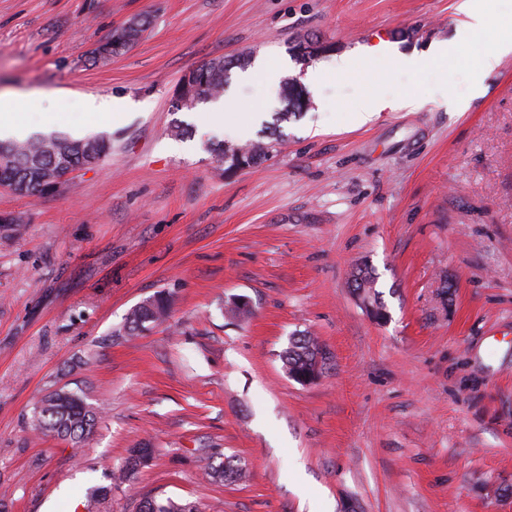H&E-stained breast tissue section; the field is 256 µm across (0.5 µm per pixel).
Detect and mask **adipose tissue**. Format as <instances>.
Returning a JSON list of instances; mask_svg holds the SVG:
<instances>
[{
  "instance_id": "adipose-tissue-1",
  "label": "adipose tissue",
  "mask_w": 512,
  "mask_h": 512,
  "mask_svg": "<svg viewBox=\"0 0 512 512\" xmlns=\"http://www.w3.org/2000/svg\"><path fill=\"white\" fill-rule=\"evenodd\" d=\"M461 39L492 32L493 37L485 45L474 67L471 80L473 94L484 90V75L495 69L503 57L512 54V18L492 19L486 0H458L456 4ZM423 105L421 99L408 96H391L373 93L360 98L354 106L350 119L358 126L364 125L385 110H417Z\"/></svg>"
}]
</instances>
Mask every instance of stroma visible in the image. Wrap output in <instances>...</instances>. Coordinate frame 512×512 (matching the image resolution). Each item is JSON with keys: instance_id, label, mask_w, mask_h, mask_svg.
<instances>
[{"instance_id": "stroma-1", "label": "stroma", "mask_w": 512, "mask_h": 512, "mask_svg": "<svg viewBox=\"0 0 512 512\" xmlns=\"http://www.w3.org/2000/svg\"><path fill=\"white\" fill-rule=\"evenodd\" d=\"M456 0H0V93H48L23 123L112 153L38 197L0 187V491L7 512H84L129 449L154 459L113 491L202 512H512V55L469 94L483 38L456 39ZM148 31L105 64L129 20ZM325 50L302 60L296 38ZM448 43L444 60L427 59ZM425 55L414 72L370 55ZM282 63L309 106L277 153L225 171L212 142L257 139L281 110L263 79L230 78L223 123L176 109L179 79L241 52ZM361 72L327 70L336 56ZM324 67L318 87L308 70ZM378 85H371V77ZM466 111L434 100L440 79ZM424 100L353 126L370 87ZM118 97L119 121L83 99ZM183 126L174 137V126ZM377 276L387 317L352 293ZM168 319L122 335L158 292ZM248 300L237 322L221 303ZM307 331L331 352L302 385L280 360ZM85 388L107 412L81 446L35 436L48 391ZM221 449L243 482L203 475ZM149 24L147 17H138L115 29L106 41L92 51L93 61L96 63L126 52L140 41Z\"/></svg>"}]
</instances>
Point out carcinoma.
<instances>
[{
    "label": "carcinoma",
    "instance_id": "1",
    "mask_svg": "<svg viewBox=\"0 0 512 512\" xmlns=\"http://www.w3.org/2000/svg\"><path fill=\"white\" fill-rule=\"evenodd\" d=\"M148 27V18L138 17L114 30L106 41L92 51L93 61L98 62L126 52L140 41ZM250 61L249 52H242L230 59L220 56L205 61L177 89L176 95L182 101L180 107L192 110L201 103L217 100L229 83L231 69L243 68ZM282 102L284 111L278 113V122L288 120L289 116L307 106L304 95L290 81L284 82ZM280 142L281 135L274 133L267 142L258 140L224 145L219 149L218 156L230 169L240 165L255 168L277 150ZM111 150V143L103 138L72 140L55 135L0 142V186L6 185L16 192L38 197L46 190L45 184L40 182L44 172L80 169L96 160L103 161ZM352 283L357 298L376 307L380 313H385L380 292L376 289L377 277L371 268H359L353 275ZM169 312L170 299L160 292L132 309L124 334L137 336L147 329V325L166 320ZM224 313L231 319L242 320L251 315V308L248 303L233 298L225 301ZM318 347L319 341L309 333L291 338L288 347L280 355L284 371L306 373L313 366L315 349ZM101 413L102 406L89 404L83 391L63 387L49 391L35 404L31 422L33 430L41 435L54 436L78 445L93 433ZM147 466L148 462L135 456L134 452H129L110 471L109 484L97 486L88 493L85 512H112V489L134 480ZM205 475L220 482L243 479V475L238 472L236 457L221 452H215L209 457ZM138 512H199V508L190 501L149 497L141 500Z\"/></svg>",
    "mask_w": 512,
    "mask_h": 512
}]
</instances>
